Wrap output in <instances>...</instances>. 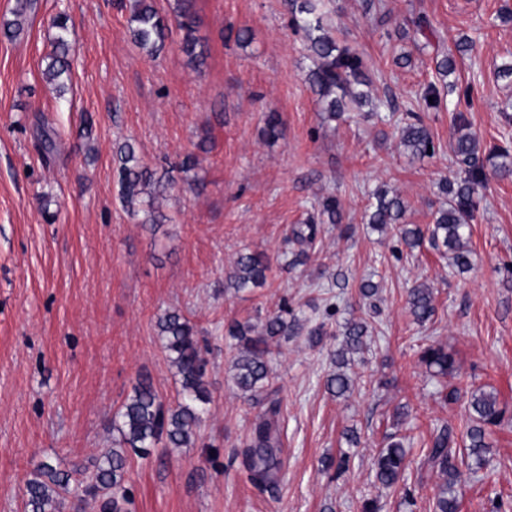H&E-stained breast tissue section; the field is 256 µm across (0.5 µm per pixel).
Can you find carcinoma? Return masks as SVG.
Returning <instances> with one entry per match:
<instances>
[{
    "label": "carcinoma",
    "mask_w": 512,
    "mask_h": 512,
    "mask_svg": "<svg viewBox=\"0 0 512 512\" xmlns=\"http://www.w3.org/2000/svg\"><path fill=\"white\" fill-rule=\"evenodd\" d=\"M124 7L129 9L131 41L150 56L158 54L172 34L167 19L160 15L151 0H128ZM289 7L291 21L295 28L305 33L306 49L315 61L306 74V82L318 96L327 116L336 118L350 104L369 105L372 111H381L383 102H374L366 93L354 90V85L361 83L363 76V58L357 50L337 43L330 35L325 0H289ZM172 13L181 32L180 50L187 58V64L200 72L205 56L198 49L192 0H174ZM68 22L64 13L54 18V47L48 55L45 70L47 78L61 95L71 81L67 60ZM399 144L411 155L424 157L428 155V147L434 146V141L422 119L413 114L400 130ZM453 152L466 165L465 175L442 183L441 191L448 196V205L432 214L430 224L422 228L417 224L401 223L406 212L404 200L399 194L383 189L372 195L374 202L369 204L367 224L374 230L395 224L407 248L413 250L428 241L440 250L441 255H450L455 267L465 270L471 266L467 240L470 223L474 220V197L485 187L486 174L479 165L480 141L475 135L470 132L460 134L454 142ZM487 160L500 177L512 176L509 151L493 150L488 153ZM117 162L120 197L129 214L135 216L143 209L149 213L151 222L164 220V216L155 214V196L164 194L174 184L155 179L154 173L142 163L134 145L129 142L119 148ZM320 216L327 217L331 224L340 223L339 199L325 197ZM320 232L317 224L292 226L289 241L299 245V249L291 252L288 265L299 266L307 262V250L314 248ZM269 270V261L264 254L242 253L234 263L231 285L238 290L261 288L267 283ZM406 302L417 324L422 326L433 320L436 306L429 285L420 283L410 288ZM290 315H294V309L285 303L277 313L265 318L258 335L248 322H236L228 329V335L237 341L231 361L233 382L247 400L263 407L262 414L253 423L244 450L249 479L258 486L271 483L281 467V403L274 396L271 344L281 337H288L298 326L297 319H288ZM156 327L179 376L180 389L175 402L164 404L149 379L138 380L132 394L112 418L119 439L101 455L70 471L50 461L41 462L26 484V512H64L68 499L89 495L98 498L99 512H128L130 497L124 478L130 454L147 458L153 448H182L195 442L211 401L205 383L204 346L194 325L177 310L165 312ZM368 332L369 325L364 320L351 318L343 324L342 340L331 354L335 370L324 381L329 394L339 398L351 393L352 377L347 372V355L366 348ZM419 361L440 379L455 375V358L441 344L424 347ZM467 407L471 425L466 432L468 444L465 448H457L455 433L449 425L441 427L430 440L426 462L441 476L433 501L434 512H459L463 476L460 466L464 464L469 469L486 466L488 428L504 421L505 410L492 393L471 392ZM409 464L403 441L391 440L373 458L375 479L386 489L395 488L404 480ZM83 471L87 473L85 480L71 483L72 476Z\"/></svg>",
    "instance_id": "carcinoma-1"
}]
</instances>
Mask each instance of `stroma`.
<instances>
[{
  "label": "stroma",
  "instance_id": "35a3bbf8",
  "mask_svg": "<svg viewBox=\"0 0 512 512\" xmlns=\"http://www.w3.org/2000/svg\"><path fill=\"white\" fill-rule=\"evenodd\" d=\"M120 3L33 0L23 31L0 33V512H24L41 462L69 469L111 447L112 416L139 376L175 400L176 370L156 328L168 310L188 317L206 346L211 403L194 444L131 457L130 512H363L371 499L379 512H432L440 477L424 463L427 444L448 424L465 442L469 426L465 401L445 403L418 360L433 342L453 354L461 393L494 392L509 415L489 430L488 465L463 473L461 512H512V177H487L465 272L431 247L408 251L396 230L364 224L380 186L402 196L405 223L429 224L445 201L440 181L465 169L452 152L456 113L483 146L512 150V79L498 75L512 64V21L499 18L512 0H334L333 34L363 52L367 93L394 111L386 122L363 109L325 120L305 81V35L284 0H194L206 53L199 72L178 37L155 57L135 47ZM62 11L72 73L60 96L44 70ZM241 28L249 44L237 42ZM464 36L472 51L440 77L437 56ZM431 85L437 110L424 101ZM271 111L282 120L274 143L261 134ZM412 111L432 133L433 155L413 158L398 146ZM125 141L159 177L180 179L188 154L200 160L194 189L160 200L164 223H141L118 198L115 152ZM329 195L342 203L341 225H324L306 265L289 268L292 225ZM245 251L269 257L267 285L225 290ZM367 280L379 286L372 307L357 296ZM422 282L435 292L436 315L420 326L405 298ZM285 302L302 327L272 359L282 466L257 487L243 451L261 408L231 382L228 327ZM352 317L372 329L344 400L323 382ZM321 323L327 335L310 346ZM402 405L410 416L397 425ZM349 429L360 437L353 449ZM391 434L412 461L397 489L382 488L371 467ZM343 452L344 472L323 470L325 456Z\"/></svg>",
  "mask_w": 512,
  "mask_h": 512
}]
</instances>
